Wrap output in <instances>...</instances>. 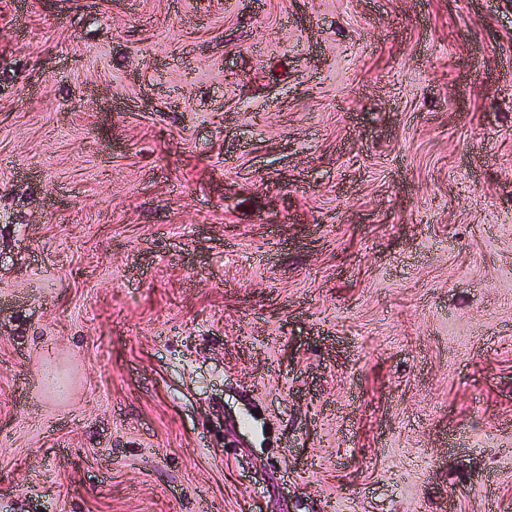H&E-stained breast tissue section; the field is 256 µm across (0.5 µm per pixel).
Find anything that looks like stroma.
Instances as JSON below:
<instances>
[{
	"label": "stroma",
	"instance_id": "stroma-1",
	"mask_svg": "<svg viewBox=\"0 0 512 512\" xmlns=\"http://www.w3.org/2000/svg\"><path fill=\"white\" fill-rule=\"evenodd\" d=\"M0 512H512V0H0Z\"/></svg>",
	"mask_w": 512,
	"mask_h": 512
}]
</instances>
